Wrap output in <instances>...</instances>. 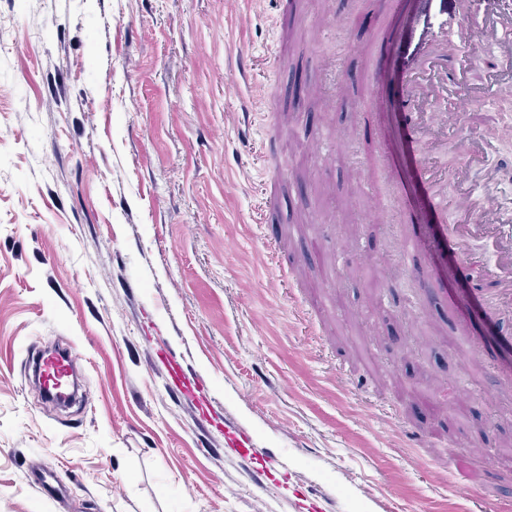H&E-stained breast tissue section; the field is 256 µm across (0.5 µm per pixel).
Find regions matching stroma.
<instances>
[{
    "label": "stroma",
    "instance_id": "35a3bbf8",
    "mask_svg": "<svg viewBox=\"0 0 512 512\" xmlns=\"http://www.w3.org/2000/svg\"><path fill=\"white\" fill-rule=\"evenodd\" d=\"M428 10L0 0V512L512 507V315L459 273L454 215L372 221L426 196L396 77ZM461 132L486 151L470 168L444 153L466 171L447 193L512 200V100ZM53 342L82 348L87 396L67 413L28 379ZM170 351L207 411L168 384ZM448 381L470 406L428 412ZM228 424L250 454H226Z\"/></svg>",
    "mask_w": 512,
    "mask_h": 512
}]
</instances>
